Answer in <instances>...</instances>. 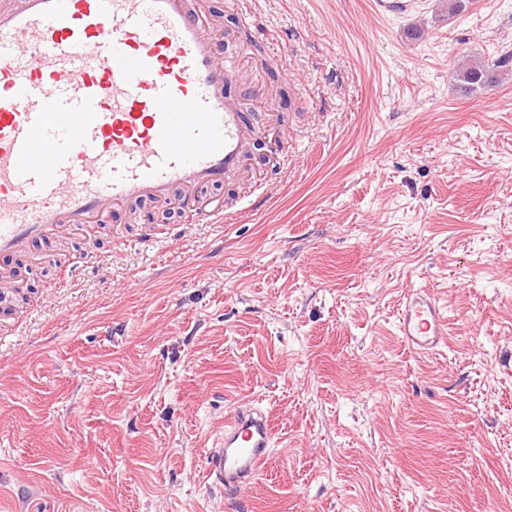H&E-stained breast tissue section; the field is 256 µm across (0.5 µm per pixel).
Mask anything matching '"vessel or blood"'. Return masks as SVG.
Masks as SVG:
<instances>
[{
    "mask_svg": "<svg viewBox=\"0 0 512 512\" xmlns=\"http://www.w3.org/2000/svg\"><path fill=\"white\" fill-rule=\"evenodd\" d=\"M416 0H373L404 17ZM225 33L193 0H21L0 9V257L99 223L108 208L235 177L253 129L226 89ZM397 331L417 355L448 344L437 295L412 290ZM270 414L242 404L210 438L206 479L237 493L269 462Z\"/></svg>",
    "mask_w": 512,
    "mask_h": 512,
    "instance_id": "vessel-or-blood-1",
    "label": "vessel or blood"
}]
</instances>
